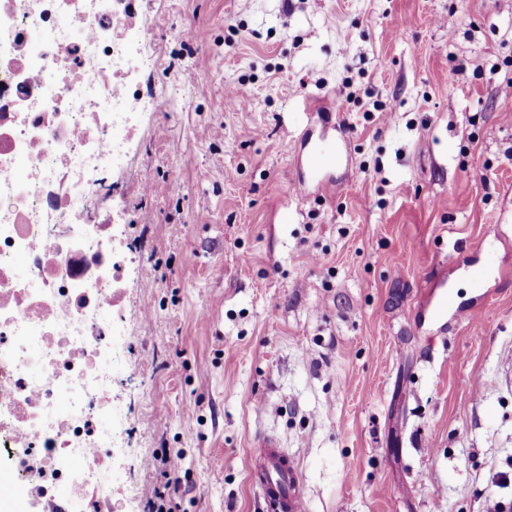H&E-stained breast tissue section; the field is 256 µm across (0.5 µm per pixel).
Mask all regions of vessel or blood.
<instances>
[{
    "instance_id": "b4317fda",
    "label": "vessel or blood",
    "mask_w": 512,
    "mask_h": 512,
    "mask_svg": "<svg viewBox=\"0 0 512 512\" xmlns=\"http://www.w3.org/2000/svg\"><path fill=\"white\" fill-rule=\"evenodd\" d=\"M332 164L331 155L313 151L308 153L305 169L299 170L291 184L293 195L305 198L312 186H328L326 170ZM433 316L454 315L457 320L475 319L480 310L475 306L460 304L448 293H441L430 305ZM250 474L272 512H305V492L300 465L296 459L287 456L270 439L262 440L253 449L250 459Z\"/></svg>"
}]
</instances>
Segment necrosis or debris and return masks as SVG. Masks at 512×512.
<instances>
[{
    "mask_svg": "<svg viewBox=\"0 0 512 512\" xmlns=\"http://www.w3.org/2000/svg\"><path fill=\"white\" fill-rule=\"evenodd\" d=\"M132 0H0V459L19 495L110 512L118 115L154 66Z\"/></svg>",
    "mask_w": 512,
    "mask_h": 512,
    "instance_id": "necrosis-or-debris-1",
    "label": "necrosis or debris"
}]
</instances>
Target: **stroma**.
<instances>
[{
	"mask_svg": "<svg viewBox=\"0 0 512 512\" xmlns=\"http://www.w3.org/2000/svg\"><path fill=\"white\" fill-rule=\"evenodd\" d=\"M140 4L159 102L108 176L113 512H149L169 451L168 512H270L266 436L307 512L512 505V0ZM316 97L337 182L302 200ZM443 286L480 322L421 316ZM250 474L274 512H305V492L300 465L270 439L253 448Z\"/></svg>",
	"mask_w": 512,
	"mask_h": 512,
	"instance_id": "1",
	"label": "stroma"
}]
</instances>
